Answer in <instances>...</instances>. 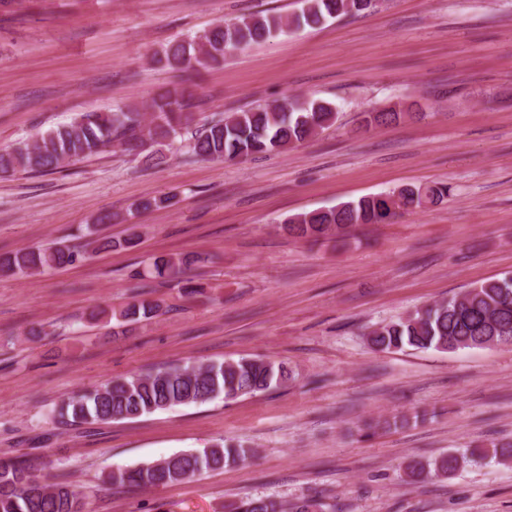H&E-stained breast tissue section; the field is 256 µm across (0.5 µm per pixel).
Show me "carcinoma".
Here are the masks:
<instances>
[{"label":"carcinoma","instance_id":"obj_1","mask_svg":"<svg viewBox=\"0 0 512 512\" xmlns=\"http://www.w3.org/2000/svg\"><path fill=\"white\" fill-rule=\"evenodd\" d=\"M366 10L365 0H302L299 12L283 18L249 15L234 23L217 25L201 34L167 45L153 63L176 70L209 68L224 63L226 54L243 50L301 26L316 27L342 15ZM192 92L166 90L151 99L150 118L138 109L117 107L108 112H86L73 121L51 129L30 141H22L0 152V171L41 174L105 152L117 143L127 149L146 148L180 140L188 152L202 159L235 162L278 151L316 136L333 126L337 112L332 104L292 97L264 107L234 112L201 129L192 127ZM403 112L393 108L371 112L367 123L399 121ZM448 195L445 184L412 185L393 193H380L348 201L329 209L301 212L288 218L290 230L305 239L334 235L344 240L350 229L366 224H384L408 211L434 206ZM86 247L92 253L129 248L137 243V232L122 240L101 238L87 228ZM84 253L55 242L48 246L17 251L0 261V271L20 276L71 264ZM188 261L185 256H157L148 271L151 279H172ZM133 301L118 312L90 313V319L111 315L118 325L154 317L161 304L150 297L147 281L137 284ZM370 346L379 351L433 350L455 352L481 349L495 339L512 343V275L484 282L446 300L371 328ZM291 373L282 363L241 358L196 364L186 362L157 371L112 378L101 386L73 393L54 410L60 425L107 423L115 418H137L177 405L206 403L253 396L288 385ZM254 449L242 444L216 443L174 454L107 475L108 482L136 490H150L180 483L204 471L244 461ZM494 458L512 462V443L492 444V449L464 448L428 459H412L403 469L405 481L447 478L466 466ZM324 504L313 498L283 502L269 497L245 498L225 505L227 512H323ZM0 512H93L88 497L72 490L64 481L44 483L27 461L0 458Z\"/></svg>","mask_w":512,"mask_h":512}]
</instances>
